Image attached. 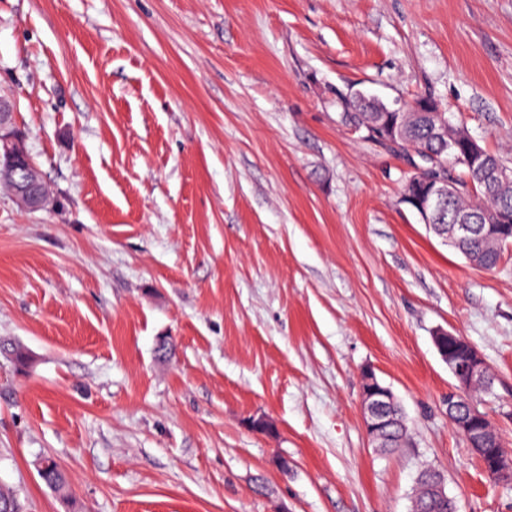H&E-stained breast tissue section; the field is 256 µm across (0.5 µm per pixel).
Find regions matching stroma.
<instances>
[{"instance_id": "obj_1", "label": "stroma", "mask_w": 512, "mask_h": 512, "mask_svg": "<svg viewBox=\"0 0 512 512\" xmlns=\"http://www.w3.org/2000/svg\"><path fill=\"white\" fill-rule=\"evenodd\" d=\"M350 87L433 97L512 166V0H0V97L52 190L0 188V341L33 357L0 356V487L23 512H409L422 462L458 512H512L433 342L480 352L475 405L512 450V248L485 271L430 231L405 158L340 123ZM369 370L408 419L393 455ZM434 335L437 339L447 340V346L437 342L435 345L458 382V390L448 395V408L456 411V416L453 418L448 415V422L456 433L466 438L461 436L475 455L481 458L485 448H489V442L485 432L477 433L473 430V419L478 416L477 409L472 405L469 410L461 412L459 410L461 401L454 399L464 398L465 395L473 393L486 379L489 369L478 350L464 336L443 329L437 330ZM391 403L390 390L378 386L371 373H367L362 385L361 408L365 418L366 432L371 440L388 426ZM45 458L49 459L51 464L45 469L38 468L40 477L56 492L65 493L67 491V478L63 468L53 457L45 456Z\"/></svg>"}]
</instances>
